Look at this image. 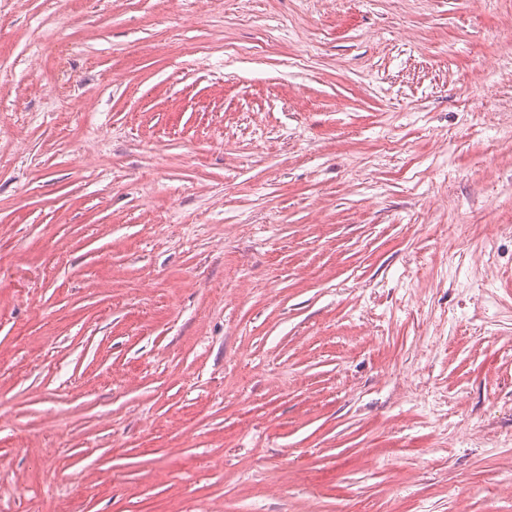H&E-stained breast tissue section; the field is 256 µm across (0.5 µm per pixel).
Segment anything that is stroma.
Instances as JSON below:
<instances>
[{"mask_svg": "<svg viewBox=\"0 0 512 512\" xmlns=\"http://www.w3.org/2000/svg\"><path fill=\"white\" fill-rule=\"evenodd\" d=\"M0 512H512V0H0Z\"/></svg>", "mask_w": 512, "mask_h": 512, "instance_id": "1", "label": "stroma"}]
</instances>
